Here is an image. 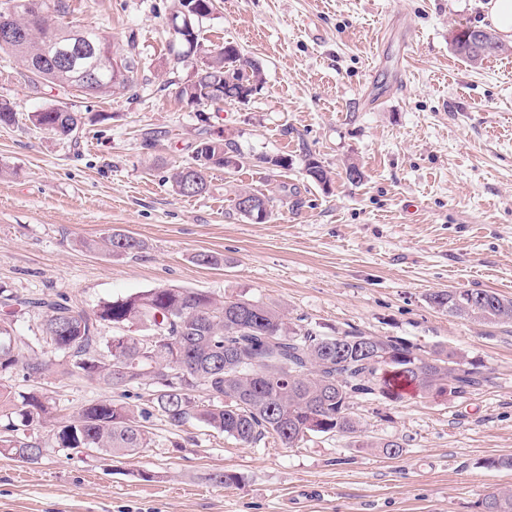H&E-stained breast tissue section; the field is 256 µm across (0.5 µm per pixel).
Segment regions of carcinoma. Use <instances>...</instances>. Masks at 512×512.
Listing matches in <instances>:
<instances>
[{
	"label": "carcinoma",
	"instance_id": "1",
	"mask_svg": "<svg viewBox=\"0 0 512 512\" xmlns=\"http://www.w3.org/2000/svg\"><path fill=\"white\" fill-rule=\"evenodd\" d=\"M190 27L175 33L187 51L197 48L195 25L216 9V0H179L175 16L183 21L189 4ZM66 10L65 0H6L0 19L7 18L24 31L20 40H1L0 51L21 61L35 78L84 97L136 87L139 60L134 55L112 54L99 73L93 91L79 84V75L92 56L90 44L62 43L72 70L52 66L44 48L56 44L69 30L51 22ZM205 76L176 91L187 103L214 105L234 100L241 92L261 89V67L220 47L205 63ZM33 125L70 143L78 142L71 126L78 113L57 105L28 116ZM224 140L205 136L196 142L192 161L176 168L169 181L186 197L209 189L208 171L224 166ZM102 246L114 254L139 253L144 241L112 230L88 247ZM429 302L450 315L477 322L512 324V299L493 290H440ZM5 316L15 310H36L41 315L37 347L23 350L15 337L0 327V372L21 369L29 377L50 373L56 363L89 380L102 382L127 395L129 389L152 387L147 403L139 406L119 400L87 405L52 428L53 447L60 452L88 448L99 458L122 459L140 452L151 439L141 421L158 412L174 427L201 422L241 444L272 440L288 448L315 434L362 433L354 412L355 400L380 396L400 398L397 383L404 381L427 394H464L485 381L467 355L456 349L420 348L388 336L375 337L365 348L357 332L331 336L298 324L276 307L260 302L218 299L186 288H152L106 300L91 310L57 298H22L0 288ZM112 328V336L102 329ZM153 331L156 346L145 341L142 329ZM206 399H199V393ZM8 410L0 433V454L35 464L40 445L25 431L53 422L50 397L30 392L16 401L0 390V409ZM316 421L321 430L308 427ZM479 512H512V489L486 495Z\"/></svg>",
	"mask_w": 512,
	"mask_h": 512
}]
</instances>
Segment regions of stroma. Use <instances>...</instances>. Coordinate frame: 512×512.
I'll return each instance as SVG.
<instances>
[{
	"mask_svg": "<svg viewBox=\"0 0 512 512\" xmlns=\"http://www.w3.org/2000/svg\"><path fill=\"white\" fill-rule=\"evenodd\" d=\"M66 2L62 25L96 24L114 51L134 50L138 96L36 88L0 52V100L20 117L0 126V288L87 310L171 286L258 301L327 335L463 350L486 381L459 396L409 386L395 402L358 399L359 443L243 445L155 415L149 448L113 462L64 455L38 427L39 464L0 456V512H475L512 487V471L484 465L512 456V325L428 300L448 288L512 298V39L478 64L451 46L453 30L480 25L479 0H217L188 55L168 24L178 0ZM228 42L260 64L261 90L214 106L180 100L178 86ZM60 100L83 117L79 148L28 119ZM203 132L232 144L230 163L209 170L207 194L185 197L168 177ZM310 159L328 184L308 176ZM241 188L269 198L266 221L239 214ZM111 227L145 249H86ZM0 389L46 393L59 419L113 396L59 370L5 372ZM388 440L400 456L382 452ZM222 471L240 483H215Z\"/></svg>",
	"mask_w": 512,
	"mask_h": 512,
	"instance_id": "1",
	"label": "stroma"
}]
</instances>
